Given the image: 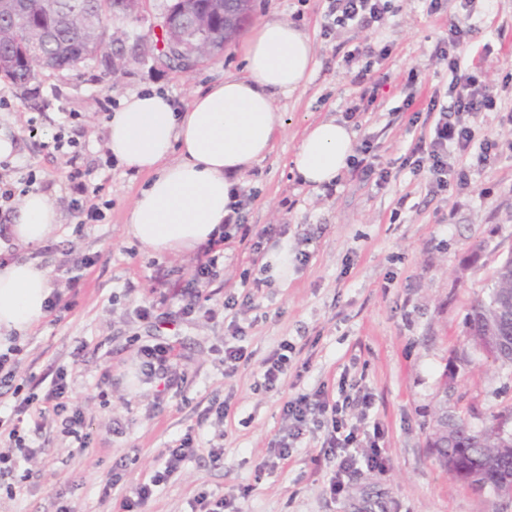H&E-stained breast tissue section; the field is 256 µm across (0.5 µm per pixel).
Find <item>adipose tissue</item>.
Segmentation results:
<instances>
[{"instance_id":"ef3b65f1","label":"adipose tissue","mask_w":512,"mask_h":512,"mask_svg":"<svg viewBox=\"0 0 512 512\" xmlns=\"http://www.w3.org/2000/svg\"><path fill=\"white\" fill-rule=\"evenodd\" d=\"M242 52L244 76L195 90L181 108L152 89L132 93L105 124L109 154L148 177L131 203L127 232L153 254L185 255L218 237L239 175L270 154L286 124L274 98L304 89L314 70L308 33L285 20L258 24ZM353 155V132L323 119L304 128L291 169L317 190L334 183ZM57 197L54 189L24 195L0 229V251H33L50 239L61 223ZM52 290L39 261L1 263L0 333L39 325Z\"/></svg>"}]
</instances>
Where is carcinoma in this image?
I'll list each match as a JSON object with an SVG mask.
<instances>
[{
  "instance_id": "cac0c4a2",
  "label": "carcinoma",
  "mask_w": 512,
  "mask_h": 512,
  "mask_svg": "<svg viewBox=\"0 0 512 512\" xmlns=\"http://www.w3.org/2000/svg\"><path fill=\"white\" fill-rule=\"evenodd\" d=\"M116 0H58V18L48 25L51 37L45 46L44 60L30 66L18 59L10 68L0 69V78L18 86L25 82L37 83L45 72L63 74L79 71L95 64L94 56L106 54L112 49V24L116 15ZM77 12H89L94 16L92 34H81L68 23V17ZM35 33L22 27L14 32L0 30V57L16 56L17 38H30ZM497 315L499 331L509 335L511 325H502L512 316V253L494 269L484 296L477 299L465 317L468 341L474 349H482L500 366L512 369V357L497 350L498 337L485 331V324ZM509 416L492 414L489 423L474 426L463 412L450 411L437 414L432 419L428 439L438 435L443 420L454 425L448 438L442 439L436 458L454 479L480 490L500 486L501 479L512 476V431L505 429Z\"/></svg>"
}]
</instances>
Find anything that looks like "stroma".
Instances as JSON below:
<instances>
[{
    "instance_id": "1",
    "label": "stroma",
    "mask_w": 512,
    "mask_h": 512,
    "mask_svg": "<svg viewBox=\"0 0 512 512\" xmlns=\"http://www.w3.org/2000/svg\"><path fill=\"white\" fill-rule=\"evenodd\" d=\"M327 0H254V22L284 19L309 34L315 67L306 88L275 101L286 115L270 154L239 177L246 223L270 226L263 251L288 248V279L263 288L244 286L264 265L237 241L224 245V269L205 287L203 308L173 319L175 303L139 318L157 297V272L169 285L187 284L197 254L157 256L128 235L133 198L145 185L112 160L105 145L110 112L129 93L149 87L176 103L228 77L244 73L240 44L202 61L190 73L157 64L156 35L135 19L116 27L130 38L118 78L102 69L44 75L29 101L0 79V128L9 130L16 153L0 167V183L16 185L30 172L40 190L58 189L63 220L35 256L48 268L63 307L49 312L34 331L0 339V350L17 348L12 387L0 388V420L19 424L35 453L0 477V512H122L121 498L146 481L162 448L191 434L196 452L157 487L147 512H190L198 494L232 501L236 512H512V500L476 492L452 478L428 446L435 406L474 407L482 425L512 406V371L467 343L463 320L483 296L490 277L512 253V0H439L430 14L424 0H393L378 27L329 28ZM470 27L457 49L462 68L481 64L482 80L498 109L475 121L477 140L499 148L481 163L476 153L449 151L448 161L466 169L470 184L438 186L429 172L405 164L409 147L430 136L436 115L426 114L432 95H444L450 74L437 49L448 39L449 21ZM360 49L356 61L348 53ZM383 73L377 100L356 111L361 89L353 76L363 67ZM416 70L415 89L405 86ZM415 102H408V93ZM334 117L355 133V149L390 173L379 182L353 172L333 190H315L291 171L300 133L309 123ZM76 148H53L58 133ZM81 171L87 203L97 220L80 224L71 173ZM482 244L477 260L470 248ZM79 278L78 292L68 288ZM235 300L234 320L209 309ZM240 326L250 359L237 372L224 370V338ZM293 347L288 375L276 390L263 386L260 364L282 342ZM169 343L175 360L166 380L146 378L142 346ZM67 371L69 402L84 419L88 449L50 426L34 434L17 423L20 396L45 394L53 377ZM324 391L348 400L349 425L379 431L389 458L385 473L360 467L334 494L336 459L325 453L323 426H309L287 459L269 466L273 442L288 426L285 402ZM370 393L363 410L358 392ZM224 451L214 464L211 449Z\"/></svg>"
}]
</instances>
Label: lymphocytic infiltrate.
Instances as JSON below:
<instances>
[{
    "label": "lymphocytic infiltrate",
    "mask_w": 512,
    "mask_h": 512,
    "mask_svg": "<svg viewBox=\"0 0 512 512\" xmlns=\"http://www.w3.org/2000/svg\"><path fill=\"white\" fill-rule=\"evenodd\" d=\"M390 0H329L328 14L333 24L343 25L355 23L364 29L378 26L389 9ZM471 32L470 27L453 21L448 25V41L439 53L447 60L452 78L448 84L447 104H440L438 98H431V107L437 108L440 118L430 137L420 139L409 150V160L414 170H430L434 175L443 177L453 175L457 185H465L467 174L459 169L449 171L448 152H468L474 140L473 117L479 113L496 110L497 101L478 76L461 72L455 54L457 47ZM273 233L272 228H255L248 224L227 222L222 238L208 244L204 258L198 264L192 279L180 293L179 311L189 316L195 313L201 296L200 289L216 279L221 270L220 260L224 256V241L232 235H239L241 240L261 245L262 241ZM69 384L66 374H57L44 395L42 407H35L34 397L23 398L15 407L16 416H29L34 430H41L48 421H56L62 433L70 437H80L83 419L80 412H68L66 398ZM343 408L327 402L322 392L301 394L288 400L284 406V414L289 420L285 436L275 448L277 459H287L293 441L298 440L307 430L310 417L330 414L331 427L324 435L323 447L333 449L336 455V476L330 484L331 492H339L343 478L355 472L358 459L355 448L365 447L368 469L380 473L389 468V458L380 448L377 441L361 440L355 432H344ZM195 448L191 435H184L176 446L166 448L162 452V461L148 481L141 482L126 491L121 500L122 512H143L144 506L153 497L156 487L165 483L177 470L179 462Z\"/></svg>",
    "instance_id": "lymphocytic-infiltrate-1"
}]
</instances>
